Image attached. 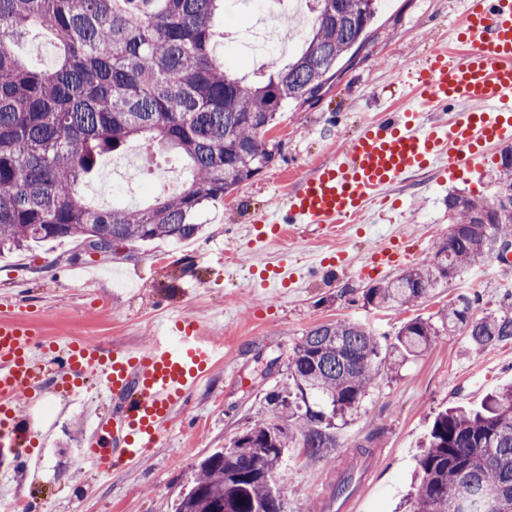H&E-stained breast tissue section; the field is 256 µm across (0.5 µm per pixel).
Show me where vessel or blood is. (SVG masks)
Instances as JSON below:
<instances>
[{
	"instance_id": "1",
	"label": "vessel or blood",
	"mask_w": 512,
	"mask_h": 512,
	"mask_svg": "<svg viewBox=\"0 0 512 512\" xmlns=\"http://www.w3.org/2000/svg\"><path fill=\"white\" fill-rule=\"evenodd\" d=\"M448 39L459 56L444 47L432 53L412 109L385 112L367 123L343 152L298 177L261 223L331 230L369 213L388 185L417 169L431 166L452 180L481 174L487 146L512 141V0H463L461 22ZM457 101L467 102V109L426 120L428 110ZM222 349L186 319L177 335L139 351L106 352L89 342L61 345L31 323L1 317L0 451L18 463L30 455L43 421L35 413L18 421L14 409L23 401L35 405L46 358L55 388L77 398L90 380L103 400L114 403L112 451L97 448L104 423L96 421L89 431L91 445L80 454L81 466L106 476L136 465L217 364Z\"/></svg>"
}]
</instances>
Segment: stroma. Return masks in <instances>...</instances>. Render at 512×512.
<instances>
[{
  "label": "stroma",
  "instance_id": "1",
  "mask_svg": "<svg viewBox=\"0 0 512 512\" xmlns=\"http://www.w3.org/2000/svg\"><path fill=\"white\" fill-rule=\"evenodd\" d=\"M460 13L459 0H382L368 43L321 102L280 113L267 134L280 144L278 161L225 195L223 205L203 206L194 221L204 231L194 240L139 244L97 258L66 240L0 256V316L28 320L48 340L135 351L171 333L183 316L224 344L221 363L193 392L190 409L174 412L161 443L133 470L99 476L79 465L91 419L112 411L95 387L78 403L60 392L40 402L52 431L42 464L15 474L10 459H0V496L34 497L49 512H174L197 463L270 416L267 396L285 385L288 356L310 327L359 322L385 346L402 323L434 315L463 292L477 298L480 311L512 315V303L503 301L512 291V251L503 261L481 258L399 310L378 311L344 294L373 283L365 266L374 249L405 247L386 272L390 278L426 260L448 234L449 191L494 201L489 173L501 165V146L489 148L485 177L466 174L443 183L423 170L392 185L388 195L402 205L400 216L370 217L336 233L294 224L279 236L259 221L295 173H311L314 164L344 150L378 113L406 106L415 71L447 43L448 26ZM281 261L298 277L285 288L266 287L262 272ZM509 383L512 341L472 352L460 330L398 371H379L357 410L333 428L335 447L319 458L290 450L276 474L289 489L286 512H335L337 481L368 460L373 466L357 512H398L433 415L454 405L479 406Z\"/></svg>",
  "mask_w": 512,
  "mask_h": 512
}]
</instances>
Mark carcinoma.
I'll return each mask as SVG.
<instances>
[{"label":"carcinoma","instance_id":"obj_1","mask_svg":"<svg viewBox=\"0 0 512 512\" xmlns=\"http://www.w3.org/2000/svg\"><path fill=\"white\" fill-rule=\"evenodd\" d=\"M224 0H0V253L30 242L90 237L124 245L196 237L193 216L276 163L266 141L285 106L317 104L337 65L365 47L379 0H310L312 32L288 63L248 81L216 50ZM46 29L53 64L15 54L22 31ZM186 162L181 189L148 208L89 205L80 186L101 157L130 138ZM449 230L433 256L361 293L374 309L407 306L512 246V210L448 194ZM459 294L416 317L380 353L376 334L336 320L307 330L288 356L289 385L268 396L270 418L199 461L175 512H285L275 474L300 444L309 457L335 447L333 420L358 407L376 370L396 369L459 328L473 350L512 339V318L476 315ZM409 512H512V386L479 410L450 408L430 425Z\"/></svg>","mask_w":512,"mask_h":512}]
</instances>
